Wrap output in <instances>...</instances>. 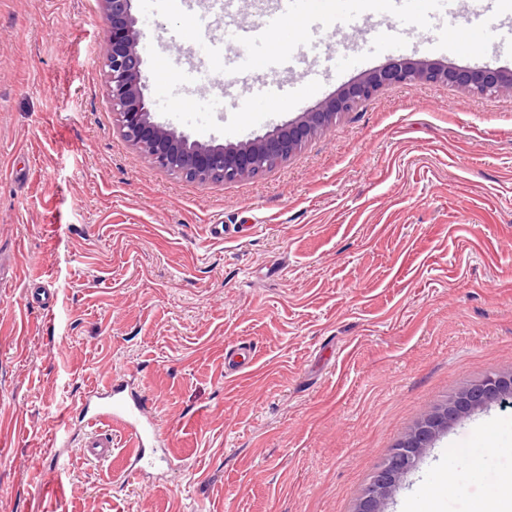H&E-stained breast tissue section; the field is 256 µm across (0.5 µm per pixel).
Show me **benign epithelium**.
<instances>
[{
	"instance_id": "7a95c632",
	"label": "benign epithelium",
	"mask_w": 512,
	"mask_h": 512,
	"mask_svg": "<svg viewBox=\"0 0 512 512\" xmlns=\"http://www.w3.org/2000/svg\"><path fill=\"white\" fill-rule=\"evenodd\" d=\"M99 2L106 44L104 74L122 136L150 163L193 182H233L268 170L387 86L427 82L448 84L477 95L512 93L511 70L490 66L454 69L403 58L370 73L342 94L270 134L235 145L204 144L155 122L152 117L145 95L141 55L144 32L132 14L133 0ZM506 398L512 399V375L488 376L445 407L428 414L378 467L355 512H385L387 501L400 481L417 469L428 448L450 425Z\"/></svg>"
}]
</instances>
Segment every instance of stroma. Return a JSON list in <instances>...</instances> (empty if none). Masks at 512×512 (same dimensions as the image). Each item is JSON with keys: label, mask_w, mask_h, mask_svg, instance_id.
<instances>
[{"label": "stroma", "mask_w": 512, "mask_h": 512, "mask_svg": "<svg viewBox=\"0 0 512 512\" xmlns=\"http://www.w3.org/2000/svg\"><path fill=\"white\" fill-rule=\"evenodd\" d=\"M239 0L260 43L207 0H133L156 122L205 144L264 136L392 60L512 70V6L473 18L426 0L277 26ZM478 23L477 44L447 42ZM307 52L294 74L181 72L209 38ZM98 0H0V512H355L427 414L512 374V94L383 88L287 161L199 184L121 136L102 72ZM292 84L265 106L252 87ZM223 224V234L212 231ZM49 289L51 311L29 291ZM254 363L224 374V351ZM123 377L147 396L177 467L121 474L85 459L75 404ZM493 433L500 451L475 467ZM512 469V405L458 423L387 512H483Z\"/></svg>", "instance_id": "obj_1"}]
</instances>
